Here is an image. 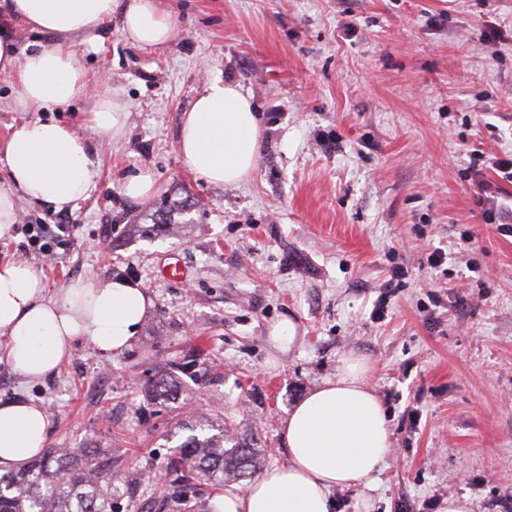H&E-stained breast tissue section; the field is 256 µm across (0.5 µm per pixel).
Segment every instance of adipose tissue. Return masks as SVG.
I'll list each match as a JSON object with an SVG mask.
<instances>
[{
  "label": "adipose tissue",
  "mask_w": 512,
  "mask_h": 512,
  "mask_svg": "<svg viewBox=\"0 0 512 512\" xmlns=\"http://www.w3.org/2000/svg\"><path fill=\"white\" fill-rule=\"evenodd\" d=\"M115 17L122 36L142 48L166 45L176 32L174 16L157 0H0V77L16 86L17 104L30 114L0 143V165L8 176L0 187V238L13 230L20 202L63 211L88 198L98 150L45 114L89 89L67 36L94 32ZM14 21L58 41L19 52L9 31ZM260 137L250 96L237 83L210 80L183 115L179 149L190 170L228 186L252 172ZM151 306L146 288L124 278L103 286L75 280L61 299L50 300L33 267L0 260V363L33 382L58 372L81 339L102 355L120 354ZM367 373L362 359L345 357L336 378L310 391L285 419L287 465L266 470L245 491L215 496L214 512H331L334 489L372 486L392 441ZM49 427L40 403L0 398V474L39 455L49 443Z\"/></svg>",
  "instance_id": "obj_1"
}]
</instances>
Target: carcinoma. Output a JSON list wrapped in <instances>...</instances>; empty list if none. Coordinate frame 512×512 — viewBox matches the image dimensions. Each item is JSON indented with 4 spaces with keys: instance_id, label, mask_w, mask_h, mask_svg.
Masks as SVG:
<instances>
[{
    "instance_id": "obj_1",
    "label": "carcinoma",
    "mask_w": 512,
    "mask_h": 512,
    "mask_svg": "<svg viewBox=\"0 0 512 512\" xmlns=\"http://www.w3.org/2000/svg\"><path fill=\"white\" fill-rule=\"evenodd\" d=\"M150 390L156 398L174 394L173 379L161 375ZM191 431L168 461L174 490L162 508L170 512H212L202 501L227 483L257 473L263 449L237 441L224 426L200 417L189 420ZM231 447H224V443ZM98 448L63 453L57 448L35 458L26 468L0 475V512H113L112 487L96 459Z\"/></svg>"
}]
</instances>
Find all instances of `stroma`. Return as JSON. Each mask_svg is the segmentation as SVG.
Masks as SVG:
<instances>
[{
  "label": "stroma",
  "mask_w": 512,
  "mask_h": 512,
  "mask_svg": "<svg viewBox=\"0 0 512 512\" xmlns=\"http://www.w3.org/2000/svg\"><path fill=\"white\" fill-rule=\"evenodd\" d=\"M161 5L178 21L166 46L130 44L115 20L69 36L92 90L53 117L100 147V176L74 209L20 203V225H63L51 258L19 229L0 239V259L29 263L48 298L127 278L150 313L117 356L80 340L29 383L1 363L0 397L41 403L50 447L110 450L115 512H135L168 497L163 470L193 416L287 465L289 410L353 354L393 449L373 487L334 491V512H438L451 495L512 512V180L484 169L479 199L470 159L512 151V0ZM217 78L250 93L262 129L235 186L179 150L184 112ZM100 95L128 114L119 138L82 120ZM139 170L156 190L134 202L123 183ZM158 210L169 232L153 230ZM285 318L297 338L282 353L268 332ZM167 372L177 393L151 397Z\"/></svg>",
  "instance_id": "stroma-1"
}]
</instances>
